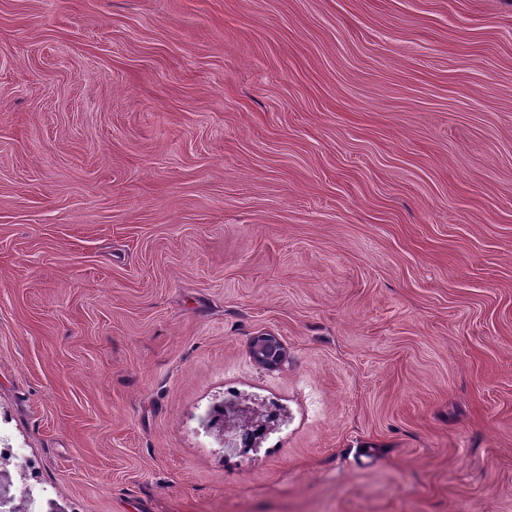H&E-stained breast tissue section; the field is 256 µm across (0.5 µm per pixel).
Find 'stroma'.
<instances>
[{
    "label": "stroma",
    "mask_w": 512,
    "mask_h": 512,
    "mask_svg": "<svg viewBox=\"0 0 512 512\" xmlns=\"http://www.w3.org/2000/svg\"><path fill=\"white\" fill-rule=\"evenodd\" d=\"M0 433L67 512H512V0H0ZM249 353L255 363L266 369L280 367L287 358V352L281 340L267 334L254 338L250 344Z\"/></svg>",
    "instance_id": "stroma-1"
}]
</instances>
